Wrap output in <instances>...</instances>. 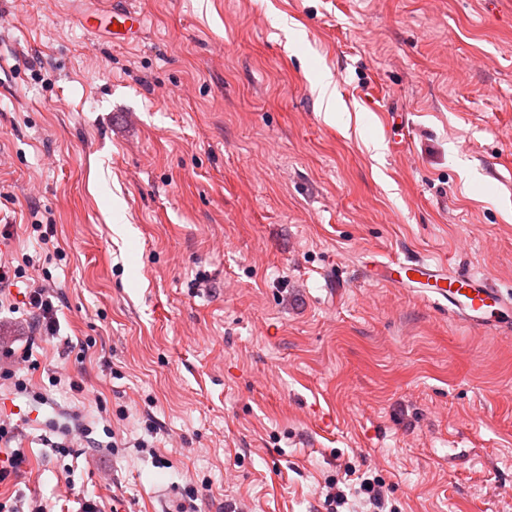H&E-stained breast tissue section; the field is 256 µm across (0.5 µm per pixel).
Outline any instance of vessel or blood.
Here are the masks:
<instances>
[{
  "label": "vessel or blood",
  "mask_w": 512,
  "mask_h": 512,
  "mask_svg": "<svg viewBox=\"0 0 512 512\" xmlns=\"http://www.w3.org/2000/svg\"><path fill=\"white\" fill-rule=\"evenodd\" d=\"M145 20L143 9L131 6L128 0H110L107 6L84 16L82 23L91 34L105 29L113 41L127 42L138 37ZM371 278L399 288L430 289L435 300L446 302L449 311L470 325L498 328L512 315V293L496 288L488 276L462 273L442 263L379 262Z\"/></svg>",
  "instance_id": "1"
}]
</instances>
